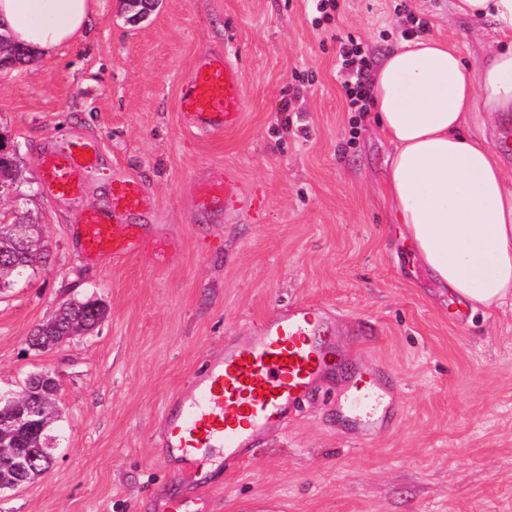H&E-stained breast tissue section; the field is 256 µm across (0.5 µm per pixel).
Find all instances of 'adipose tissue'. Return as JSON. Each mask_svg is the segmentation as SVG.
I'll return each mask as SVG.
<instances>
[{
    "mask_svg": "<svg viewBox=\"0 0 512 512\" xmlns=\"http://www.w3.org/2000/svg\"><path fill=\"white\" fill-rule=\"evenodd\" d=\"M100 0H0V32L50 60L80 38ZM487 20L492 53L477 77L431 38L401 40L372 76L378 122L392 145L384 195L422 266L472 310L512 303V173L471 113L512 114V0H454Z\"/></svg>",
    "mask_w": 512,
    "mask_h": 512,
    "instance_id": "1",
    "label": "adipose tissue"
}]
</instances>
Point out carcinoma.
I'll list each match as a JSON object with an SVG mask.
<instances>
[{"label": "carcinoma", "instance_id": "obj_1", "mask_svg": "<svg viewBox=\"0 0 512 512\" xmlns=\"http://www.w3.org/2000/svg\"><path fill=\"white\" fill-rule=\"evenodd\" d=\"M32 60L31 52L12 44L0 33V68ZM49 242L42 225L30 220L0 224V283L14 282L17 275L34 271L46 263ZM107 316L105 305L92 298L73 299L60 305L39 324L31 336V346L50 350L99 326ZM59 384L43 371L27 379L24 387L10 399L0 400V487L30 482L52 463L57 439L54 425L60 414ZM33 453V460L17 467L11 454Z\"/></svg>", "mask_w": 512, "mask_h": 512}]
</instances>
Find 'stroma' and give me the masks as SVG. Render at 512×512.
I'll list each match as a JSON object with an SVG mask.
<instances>
[{"label":"stroma","mask_w":512,"mask_h":512,"mask_svg":"<svg viewBox=\"0 0 512 512\" xmlns=\"http://www.w3.org/2000/svg\"><path fill=\"white\" fill-rule=\"evenodd\" d=\"M403 2L476 73L493 32L452 0H338L319 27L311 0H156L137 23L125 0H103L76 43L0 76V136L22 172L0 223L31 216L50 242L46 266L0 295V393L48 369L62 411L52 467L0 512H167L195 497L198 512H512V306L449 320L453 295L400 240L384 197L391 145L374 112L344 104L339 38L381 62L401 39ZM207 49L245 86L243 120L221 135L187 130L177 110ZM83 136L102 145L85 204L106 206L116 177L141 179L155 209L120 223L181 239L179 253L82 258L40 157ZM216 165L251 209L218 221L194 208V176ZM87 297L107 306L101 326L31 346L61 303ZM293 302L322 308L345 341L318 392L244 462L213 472L212 487L165 469L164 405L226 342ZM353 365L403 381L392 422L364 435L336 415Z\"/></svg>","instance_id":"stroma-1"}]
</instances>
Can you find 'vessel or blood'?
I'll return each mask as SVG.
<instances>
[{"mask_svg":"<svg viewBox=\"0 0 512 512\" xmlns=\"http://www.w3.org/2000/svg\"><path fill=\"white\" fill-rule=\"evenodd\" d=\"M243 104L239 68L223 54L202 52L178 100L190 128L206 134L232 130L241 122ZM99 151L97 141L77 137L49 146L41 158L47 194L76 206L77 248L86 262L96 265L150 246L143 225L122 224L118 218L154 206L134 178L113 180L108 208L83 206L85 181L98 165ZM192 196L196 208L220 216L239 200L241 185L231 172L213 167L196 175ZM340 344L328 317L315 305L296 303L265 317L248 335L226 343L223 356L206 364L191 390L169 401L161 418L168 457L197 469L203 484L208 474L200 449L220 448L225 459H245L258 437L277 430L302 408ZM399 386L385 371L354 376L344 397L349 417L369 425L387 410Z\"/></svg>","mask_w":512,"mask_h":512,"instance_id":"obj_1","label":"vessel or blood"}]
</instances>
